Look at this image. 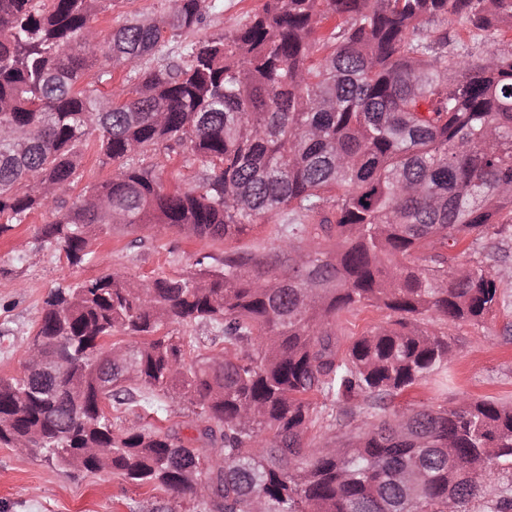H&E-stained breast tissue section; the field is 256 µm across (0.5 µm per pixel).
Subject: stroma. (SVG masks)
<instances>
[{"instance_id": "stroma-1", "label": "stroma", "mask_w": 512, "mask_h": 512, "mask_svg": "<svg viewBox=\"0 0 512 512\" xmlns=\"http://www.w3.org/2000/svg\"><path fill=\"white\" fill-rule=\"evenodd\" d=\"M221 12L209 15L196 38H214L247 24L261 0H223ZM165 0H112L109 10L91 22L100 36L126 19L148 16L161 19ZM141 165L153 169L164 187H195L203 168L186 164L165 150L142 155ZM53 212H33L8 235L0 237V378L19 376L27 348L35 335L48 294L80 281L118 272L133 281L157 275H178L205 253L223 257L231 252L265 253L278 245L277 227L258 225L236 240L214 242L168 230L145 231L137 246L120 230L100 234L93 259L70 265L65 257L46 249L35 253L32 241L39 225ZM468 263L491 261L498 269L512 268V224L478 241H465ZM501 301L484 322H432V329L447 333L453 355L445 371L407 389L393 408L438 405L461 399L491 398L512 403V278L500 283ZM0 512H206L200 499L165 490L149 491L126 483L116 473L100 471L71 474L15 448L0 447Z\"/></svg>"}]
</instances>
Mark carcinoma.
Returning a JSON list of instances; mask_svg holds the SVG:
<instances>
[{"label": "carcinoma", "mask_w": 512, "mask_h": 512, "mask_svg": "<svg viewBox=\"0 0 512 512\" xmlns=\"http://www.w3.org/2000/svg\"><path fill=\"white\" fill-rule=\"evenodd\" d=\"M103 2L0 0V236L53 204L35 241L71 265L114 226L225 241L273 223L280 244L51 292L27 354L58 349V373L0 379V444L210 512H465L477 496L512 512L490 479L512 467L511 404L362 411L448 365L452 344L426 319L478 323L499 305L504 272L463 265L460 245L512 223V47L449 46L512 31V0H264L208 40L190 35L218 0H167L162 20L101 40ZM117 63L131 96L115 103ZM92 136L118 167L69 203ZM157 148L201 162L198 186L166 190L135 162ZM360 308L386 321L346 344L336 321ZM183 322L211 325L224 351L187 355L167 331ZM136 390L190 404L196 441L220 448L174 426L115 428L106 402ZM319 420L331 435L313 448Z\"/></svg>", "instance_id": "cac0c4a2"}]
</instances>
